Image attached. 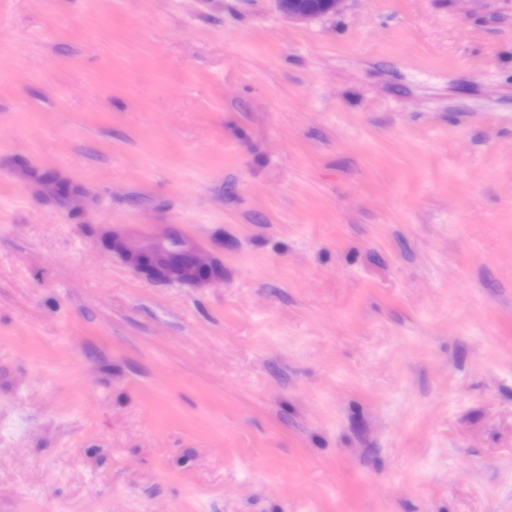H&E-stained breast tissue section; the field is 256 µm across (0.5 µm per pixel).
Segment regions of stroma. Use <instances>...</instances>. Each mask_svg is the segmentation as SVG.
Here are the masks:
<instances>
[{"label":"stroma","mask_w":512,"mask_h":512,"mask_svg":"<svg viewBox=\"0 0 512 512\" xmlns=\"http://www.w3.org/2000/svg\"><path fill=\"white\" fill-rule=\"evenodd\" d=\"M0 512H512V0H0ZM310 0H276L279 10L291 18H307L313 15H321L325 9V4L322 0H312L314 3L311 5ZM313 12V15H312ZM110 246L113 252L121 255L136 270H147L159 276L158 279L166 280L168 277H176L183 280L199 281L220 277L213 262H204L196 254L189 255L185 265H171L162 260L157 250H132L118 240H112Z\"/></svg>","instance_id":"1"}]
</instances>
